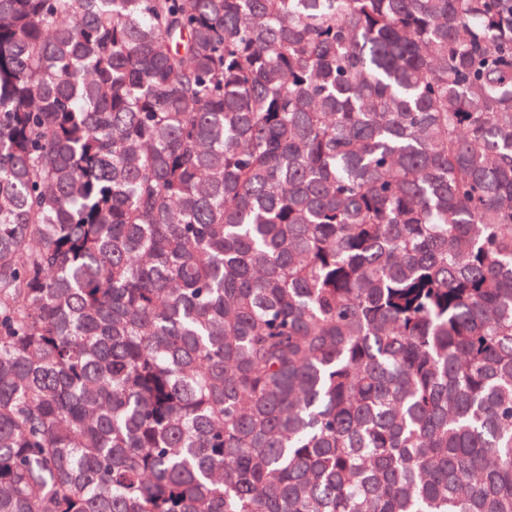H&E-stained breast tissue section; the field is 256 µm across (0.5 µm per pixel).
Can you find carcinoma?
Returning a JSON list of instances; mask_svg holds the SVG:
<instances>
[{"label": "carcinoma", "mask_w": 512, "mask_h": 512, "mask_svg": "<svg viewBox=\"0 0 512 512\" xmlns=\"http://www.w3.org/2000/svg\"><path fill=\"white\" fill-rule=\"evenodd\" d=\"M0 512H512V0H0Z\"/></svg>", "instance_id": "cac0c4a2"}]
</instances>
